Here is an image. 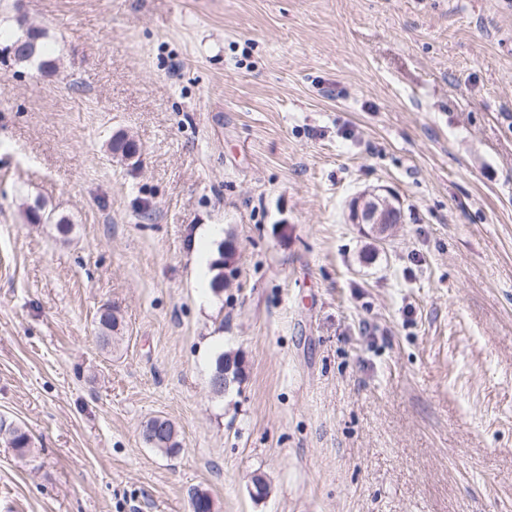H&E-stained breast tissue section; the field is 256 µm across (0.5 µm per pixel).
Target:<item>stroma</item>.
<instances>
[{
    "label": "stroma",
    "instance_id": "1",
    "mask_svg": "<svg viewBox=\"0 0 512 512\" xmlns=\"http://www.w3.org/2000/svg\"><path fill=\"white\" fill-rule=\"evenodd\" d=\"M31 25L56 72L0 57V416L32 440L0 512H512V0H0V40ZM364 208V215L361 209ZM393 204L389 199L378 195H363L358 201V224H370L377 238H384L391 230L395 221L392 217ZM164 418H153L149 420L145 426L148 427L150 424L154 422V424L151 425L149 431H148V438L151 435H154L156 432H159L162 428L161 422ZM156 420V421H155ZM164 422L166 424V429L164 432L157 437V441L154 444H150L148 439L146 443L150 445V447L157 449L160 452H163L167 455L175 454L180 447V442L178 440L177 431L174 427V425L167 419H164ZM174 430H175V436H174Z\"/></svg>",
    "mask_w": 512,
    "mask_h": 512
}]
</instances>
